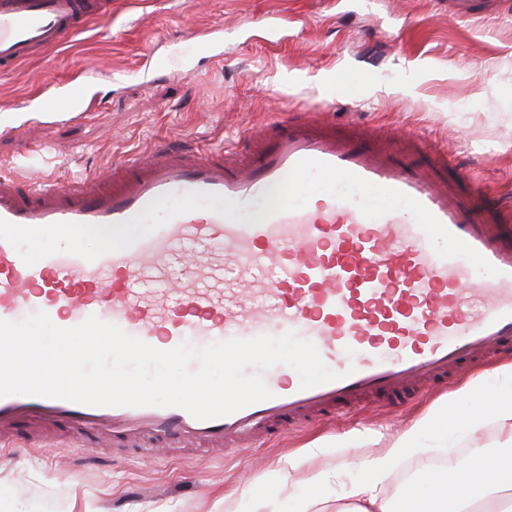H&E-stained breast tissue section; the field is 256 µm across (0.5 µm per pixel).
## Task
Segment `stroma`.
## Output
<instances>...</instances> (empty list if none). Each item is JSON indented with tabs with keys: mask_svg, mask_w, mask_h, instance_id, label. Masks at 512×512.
<instances>
[{
	"mask_svg": "<svg viewBox=\"0 0 512 512\" xmlns=\"http://www.w3.org/2000/svg\"><path fill=\"white\" fill-rule=\"evenodd\" d=\"M111 8V23H90L46 57L0 73V171L64 182L162 139L224 145L322 104L337 124L426 139L457 163L459 182L512 202V0L473 20L449 19L448 0H112ZM216 30L220 57L196 53ZM158 53L169 69L146 75ZM71 81L86 94L87 115L42 108ZM511 361L500 355L403 406L291 430L229 458L0 449V512H253V492L266 489L269 512H292L313 475L358 476L403 430L440 412L460 383L479 378L495 389L497 368ZM339 437L350 447H335ZM317 442L324 449L315 454ZM424 442L429 452L393 470L387 495L440 460L433 438ZM292 461L294 482L280 485Z\"/></svg>",
	"mask_w": 512,
	"mask_h": 512,
	"instance_id": "35a3bbf8",
	"label": "stroma"
}]
</instances>
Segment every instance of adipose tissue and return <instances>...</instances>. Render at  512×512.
<instances>
[{
  "instance_id": "ef3b65f1",
  "label": "adipose tissue",
  "mask_w": 512,
  "mask_h": 512,
  "mask_svg": "<svg viewBox=\"0 0 512 512\" xmlns=\"http://www.w3.org/2000/svg\"><path fill=\"white\" fill-rule=\"evenodd\" d=\"M479 382L466 384L454 395L455 402L478 401L479 413H449L455 431L475 436L484 420L495 423L503 450L497 454H477L457 461L445 471H426L421 481L429 493L407 490L398 497L385 495L383 485L394 467L406 456L420 452V440L438 430L440 417L427 415L415 421L378 455L367 460L356 478L343 484V501L330 504L318 493L328 482L327 473H316L310 479L312 493L299 496L294 512H468L471 503L493 499L500 512H512V399L496 401L479 398Z\"/></svg>"
}]
</instances>
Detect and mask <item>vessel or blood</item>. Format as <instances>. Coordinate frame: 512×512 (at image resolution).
Instances as JSON below:
<instances>
[{
  "label": "vessel or blood",
  "mask_w": 512,
  "mask_h": 512,
  "mask_svg": "<svg viewBox=\"0 0 512 512\" xmlns=\"http://www.w3.org/2000/svg\"><path fill=\"white\" fill-rule=\"evenodd\" d=\"M498 0H448V16L496 11ZM105 0H0V73L40 58L107 21ZM372 129L340 134L320 112L292 116L200 151L169 141L65 184L0 175V219L27 227L112 225L155 199L216 193L256 216L297 162L315 159L400 190L424 205L498 273L442 258L413 217H365L351 202L313 195L300 210L249 226L209 210L177 216L129 248L94 261L67 253L24 263L0 240V319L42 311L58 327L89 316L163 351L292 331L312 341L339 380L300 389L279 364L265 373L273 396L233 414L199 420L176 407H93L66 400L0 397V446L31 440L70 452L213 447L249 441L348 414L390 407L512 351V208L464 200L446 180L447 154L414 167L394 153L425 149L418 137L376 145Z\"/></svg>",
  "instance_id": "obj_1"
}]
</instances>
